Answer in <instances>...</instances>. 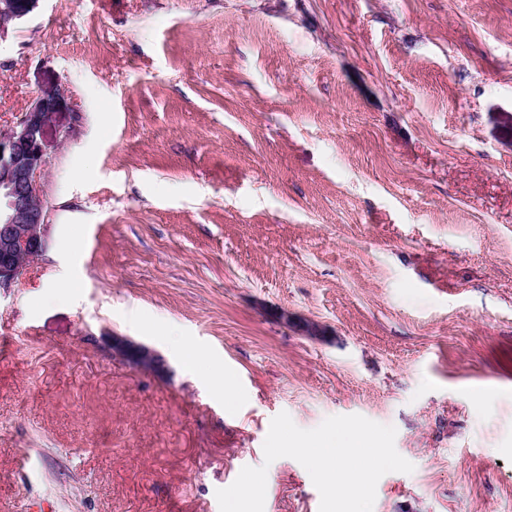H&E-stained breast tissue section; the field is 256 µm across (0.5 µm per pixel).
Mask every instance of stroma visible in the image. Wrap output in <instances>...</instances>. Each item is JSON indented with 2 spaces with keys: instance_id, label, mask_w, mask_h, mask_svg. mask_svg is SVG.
<instances>
[{
  "instance_id": "1",
  "label": "stroma",
  "mask_w": 512,
  "mask_h": 512,
  "mask_svg": "<svg viewBox=\"0 0 512 512\" xmlns=\"http://www.w3.org/2000/svg\"><path fill=\"white\" fill-rule=\"evenodd\" d=\"M55 91L0 512H220L261 465L264 512H319L282 412L396 428L373 512H512V0H31L0 133ZM112 352L139 369L156 370L161 366V359L154 351L123 336L113 337Z\"/></svg>"
}]
</instances>
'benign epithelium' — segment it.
Returning <instances> with one entry per match:
<instances>
[{"instance_id": "1", "label": "benign epithelium", "mask_w": 512, "mask_h": 512, "mask_svg": "<svg viewBox=\"0 0 512 512\" xmlns=\"http://www.w3.org/2000/svg\"><path fill=\"white\" fill-rule=\"evenodd\" d=\"M29 0H0V25L23 17ZM57 93L36 97L19 122L0 134V290L6 292L27 263L45 248L46 212L39 177L46 165L43 138ZM112 352L134 367L156 370L161 359L149 348L123 336L112 337Z\"/></svg>"}]
</instances>
